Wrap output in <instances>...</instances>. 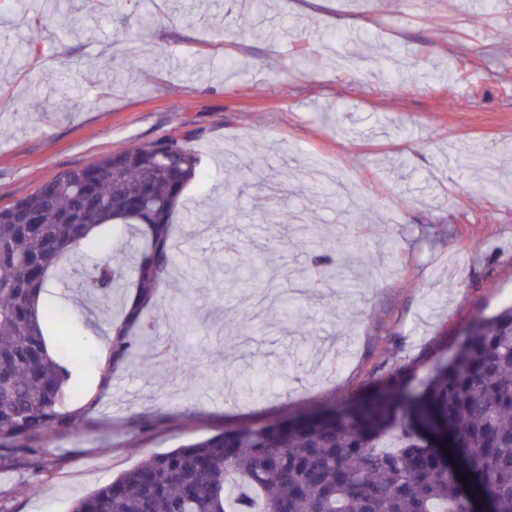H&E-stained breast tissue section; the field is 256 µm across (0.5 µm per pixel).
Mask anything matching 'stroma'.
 <instances>
[{
  "label": "stroma",
  "instance_id": "1",
  "mask_svg": "<svg viewBox=\"0 0 512 512\" xmlns=\"http://www.w3.org/2000/svg\"><path fill=\"white\" fill-rule=\"evenodd\" d=\"M268 0L273 25L243 26L214 0H75L82 33L65 34L0 11V49L23 40L35 52L0 61V208L60 172L88 166L131 143L189 137L203 179L184 190L172 242L179 269L160 288L178 326L159 321L153 343H136L134 365L100 384L107 310L75 284L51 287L83 351L72 377L88 407L86 432L42 443L47 466L0 448V512H70L74 501L135 466L227 427L297 417L384 389L386 352L421 378L449 357L472 317L512 303V0ZM157 20L133 41L113 43L143 8ZM353 33L322 47L315 27ZM163 50L149 71L128 58ZM420 55L433 70L401 91L380 74L385 55ZM243 62L224 68L226 57ZM55 69L82 99L58 105L45 74ZM334 161L343 187L369 196L348 219L327 199L320 164ZM288 172L280 192L259 189L264 171ZM206 235L189 212L223 211ZM330 228L347 225L357 277L343 288L318 280L309 251L287 246L295 212ZM269 260L271 285L299 297L307 325L269 330L225 266V242ZM290 279H283L282 270ZM255 325L247 337L225 318ZM194 366L187 383L169 357Z\"/></svg>",
  "mask_w": 512,
  "mask_h": 512
}]
</instances>
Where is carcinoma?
Returning <instances> with one entry per match:
<instances>
[{
    "mask_svg": "<svg viewBox=\"0 0 512 512\" xmlns=\"http://www.w3.org/2000/svg\"><path fill=\"white\" fill-rule=\"evenodd\" d=\"M28 8L76 31L84 19L71 0H30ZM189 139L124 146L78 173L64 171L15 203L0 220V448L34 456V441L82 434L71 366L82 351L56 358L45 336L64 314L45 294L76 279L112 298L124 267L112 262L102 229L134 231L136 289L109 322L110 355L101 376L128 363L133 341L154 336L159 288L174 265L171 219L199 173ZM36 223H28L29 218ZM346 245L334 234L312 256L319 276H351L330 256ZM77 252L99 261L78 270ZM235 274L263 281L265 268L242 259ZM304 326L294 297L277 298ZM469 344L433 366L419 384L398 369L383 391L295 419L226 428L141 460L72 506L71 512H512V306L469 324ZM395 435L399 444L385 447ZM457 465L450 472L449 464ZM464 481H459L458 476Z\"/></svg>",
    "mask_w": 512,
    "mask_h": 512,
    "instance_id": "cac0c4a2",
    "label": "carcinoma"
}]
</instances>
